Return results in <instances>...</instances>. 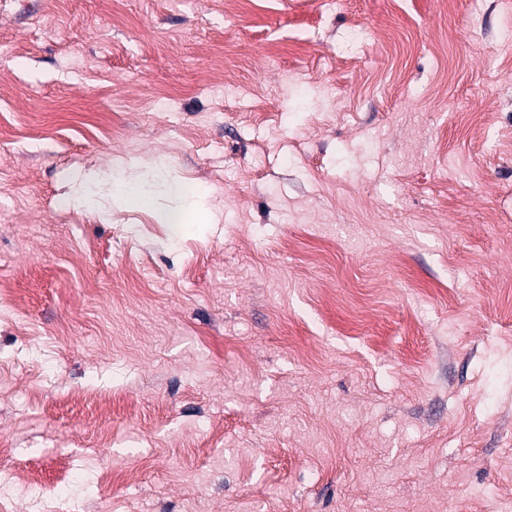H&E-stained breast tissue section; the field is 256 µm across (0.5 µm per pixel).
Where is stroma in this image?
Segmentation results:
<instances>
[{
  "label": "stroma",
  "mask_w": 512,
  "mask_h": 512,
  "mask_svg": "<svg viewBox=\"0 0 512 512\" xmlns=\"http://www.w3.org/2000/svg\"><path fill=\"white\" fill-rule=\"evenodd\" d=\"M0 286V512H512V0H0Z\"/></svg>",
  "instance_id": "stroma-1"
}]
</instances>
